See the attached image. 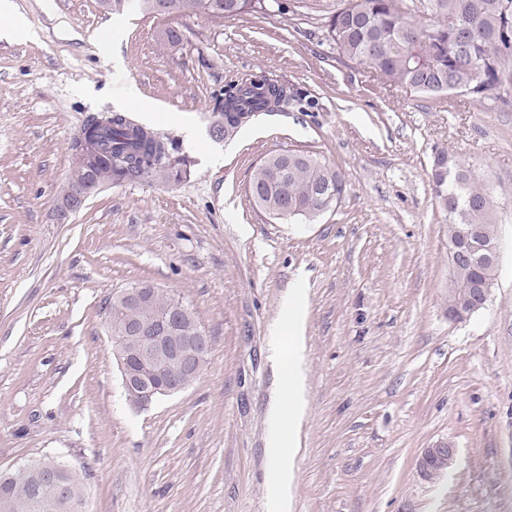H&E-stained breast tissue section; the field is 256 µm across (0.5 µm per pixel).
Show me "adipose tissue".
Listing matches in <instances>:
<instances>
[{
    "mask_svg": "<svg viewBox=\"0 0 512 512\" xmlns=\"http://www.w3.org/2000/svg\"><path fill=\"white\" fill-rule=\"evenodd\" d=\"M301 305L300 294L295 291L283 308L279 326L282 335L287 336L289 345L287 350L278 354L281 397L269 408L271 446L276 459L269 473V482L282 503L286 502L292 486V461L296 454L297 434L306 410Z\"/></svg>",
    "mask_w": 512,
    "mask_h": 512,
    "instance_id": "1",
    "label": "adipose tissue"
}]
</instances>
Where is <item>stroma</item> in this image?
Masks as SVG:
<instances>
[{
    "mask_svg": "<svg viewBox=\"0 0 512 512\" xmlns=\"http://www.w3.org/2000/svg\"><path fill=\"white\" fill-rule=\"evenodd\" d=\"M284 2L207 20L11 0L0 17V469L39 455L87 468L88 512H275V326L300 282L309 404L290 512H512V94L491 107L386 86L325 39L341 0ZM259 74L307 102L213 140L217 96ZM114 112L174 138L186 177L105 188L58 220L74 137ZM440 148L499 191L496 284L463 322L445 311ZM288 151L344 177L315 221L250 199L254 168ZM139 283L191 305L211 342L195 383L144 411L104 313ZM441 441L457 460L425 480L418 459Z\"/></svg>",
    "mask_w": 512,
    "mask_h": 512,
    "instance_id": "35a3bbf8",
    "label": "stroma"
}]
</instances>
